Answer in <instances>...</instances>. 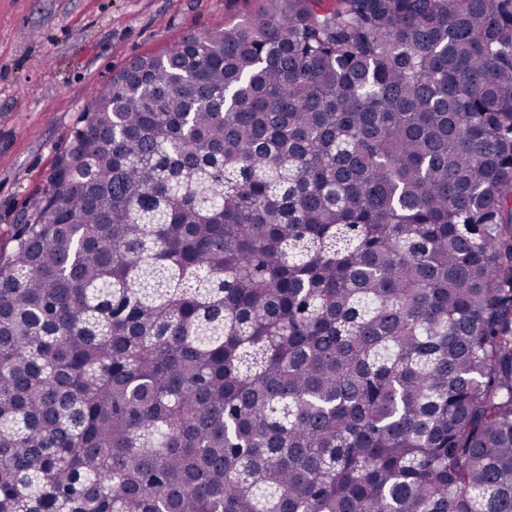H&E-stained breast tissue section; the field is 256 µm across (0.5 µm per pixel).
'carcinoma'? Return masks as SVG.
Here are the masks:
<instances>
[{"instance_id":"cac0c4a2","label":"carcinoma","mask_w":512,"mask_h":512,"mask_svg":"<svg viewBox=\"0 0 512 512\" xmlns=\"http://www.w3.org/2000/svg\"><path fill=\"white\" fill-rule=\"evenodd\" d=\"M270 2L0 247V512H512V0Z\"/></svg>"}]
</instances>
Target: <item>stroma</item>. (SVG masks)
I'll return each mask as SVG.
<instances>
[{"label": "stroma", "instance_id": "stroma-1", "mask_svg": "<svg viewBox=\"0 0 512 512\" xmlns=\"http://www.w3.org/2000/svg\"><path fill=\"white\" fill-rule=\"evenodd\" d=\"M267 0H0V244L29 221L96 91L136 58Z\"/></svg>", "mask_w": 512, "mask_h": 512}]
</instances>
